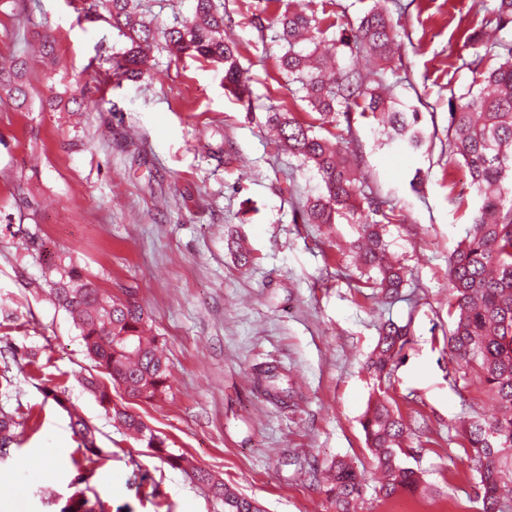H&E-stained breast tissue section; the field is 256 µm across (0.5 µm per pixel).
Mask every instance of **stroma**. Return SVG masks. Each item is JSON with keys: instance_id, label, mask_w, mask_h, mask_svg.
Instances as JSON below:
<instances>
[{"instance_id": "1", "label": "stroma", "mask_w": 512, "mask_h": 512, "mask_svg": "<svg viewBox=\"0 0 512 512\" xmlns=\"http://www.w3.org/2000/svg\"><path fill=\"white\" fill-rule=\"evenodd\" d=\"M225 33L238 46L255 105L247 116L224 89V70L156 50L149 78L115 84L109 58L125 40L102 19L84 18V0H0V61L29 59L27 110L0 102V364L12 384L0 407L16 413L17 442L0 459V512H58L72 494L84 454L69 427L76 412L96 430L102 455L88 497L107 512H224L220 502L113 427L84 389L95 371L79 332L44 280L50 262H74L100 288L132 290L151 314L169 380L156 400L125 406L165 439L266 512H326L312 469L344 457L369 463L360 424L374 381L364 368L387 319L408 325L411 343L391 377L403 415L428 428L405 441L409 466L435 494L377 499L366 489L359 512H480L477 473L463 451L459 420L498 413L491 394L465 367L449 362L444 333L448 258L463 236L474 196L448 182V100L465 93L461 34L491 0H395L402 64L386 75L398 102L417 106L433 144L413 153L378 146L371 119L349 133L368 190L390 200L402 224L386 229L388 250L408 270L390 303L357 287L347 250L359 232L352 217L306 224L317 172L274 142L270 112L304 117L306 102L279 69L271 18L287 0H220ZM56 41L58 65L33 47ZM86 96L100 109L53 111L48 98ZM418 188H411L413 176ZM37 236L40 247L25 250ZM251 263L239 266L234 241ZM272 362L291 377L297 403L282 408L254 385L256 365ZM61 394L68 411L44 397Z\"/></svg>"}]
</instances>
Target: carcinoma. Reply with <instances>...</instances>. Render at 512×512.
<instances>
[{
  "mask_svg": "<svg viewBox=\"0 0 512 512\" xmlns=\"http://www.w3.org/2000/svg\"><path fill=\"white\" fill-rule=\"evenodd\" d=\"M137 0H88L87 14L107 20L126 39L124 51L112 57V77L117 83L140 80L151 73L153 51L164 45L175 57L203 59L224 66V88L239 100L249 92V78L238 60L237 46L224 39V12L216 0H195L193 18L158 29L138 11ZM485 9L480 26L502 31L512 27V0H494ZM259 29L268 26L282 55L279 66L288 82L297 85L315 121L291 112H271L267 124L277 133L280 145L309 163L324 185V192L308 199L302 214L305 224H333L346 214L359 215L360 235L352 244L363 284L389 302L399 298L407 271L387 260L386 226L397 221L389 201L361 190L358 156L343 135L316 133V129L343 116L352 122V110L369 113L385 143L401 141L414 151L427 142L421 112L412 105L399 107L383 74L401 56L396 23L386 10L373 8L357 26L344 28L330 39L321 38V18L316 12L288 6L265 24L256 15ZM366 53L376 71L364 74L346 64L347 54ZM472 75L477 94L448 99V157L463 164L470 181L459 195L471 192L479 199L471 223L448 258L452 299L448 304V357L472 367L474 379L491 392L501 414L490 420L471 417L461 421L466 457L478 474L476 497L481 512H512V40H496L485 53L463 61ZM27 62L20 57L0 61V101L8 99L17 109L28 108L30 93ZM45 280L51 284L57 304L73 320L94 366L115 389L131 399L158 398L167 381V362L148 334L149 315L130 291L121 298L99 288L79 267L50 265ZM410 344L408 325L391 319L382 323L366 368L378 382L360 421L371 468L381 473L379 497L388 500L399 492L424 495L427 486L421 472L406 466L403 443L411 428L386 385L393 368L404 358ZM264 391L282 404L294 398L288 376L275 365L259 369ZM85 387L112 413L113 424L145 445L153 455L182 471L224 504V512H264L254 498L239 493L214 474L194 464L185 454L167 450L165 441L138 416L112 405L111 392L94 377ZM70 427L92 463L103 450L94 431L80 416L69 413ZM19 425L15 414L0 409V453L15 443ZM325 489L330 512H356V502L366 484V471L337 458L328 466ZM91 470H77L71 482L76 491L59 512H104L100 499L86 497L80 486Z\"/></svg>",
  "mask_w": 512,
  "mask_h": 512,
  "instance_id": "1",
  "label": "carcinoma"
}]
</instances>
